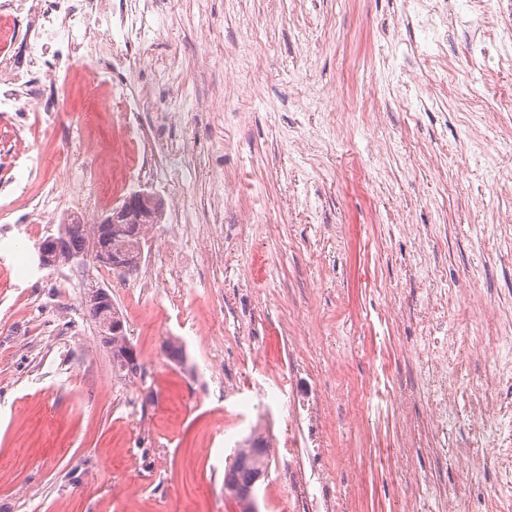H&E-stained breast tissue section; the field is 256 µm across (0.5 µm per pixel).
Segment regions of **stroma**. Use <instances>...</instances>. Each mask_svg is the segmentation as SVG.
Listing matches in <instances>:
<instances>
[{"mask_svg": "<svg viewBox=\"0 0 512 512\" xmlns=\"http://www.w3.org/2000/svg\"><path fill=\"white\" fill-rule=\"evenodd\" d=\"M407 0H136L152 44L118 76L156 105L188 91L203 118L190 166L156 158L101 195L86 154L113 131L67 93L58 130L20 140L23 113L0 118V153L33 171L24 197L0 162V512H240L224 495L236 441L260 427L282 441L290 396L249 411L224 388L248 364L276 387L299 364L296 454L271 457L258 512H512V477L478 453L475 407L512 373V73L488 78L457 28L441 46L408 22ZM466 99L449 96V84ZM378 112L327 126L339 100ZM500 111L498 128L474 111ZM247 192L224 196V180ZM162 221L143 260L165 286L145 292L86 258L43 267L37 248L66 217L99 222L134 192ZM195 227L198 263L166 265L173 211ZM106 290L143 368L112 371L85 298ZM224 323V341L208 336ZM183 347L177 363L166 340ZM448 358V429L432 415Z\"/></svg>", "mask_w": 512, "mask_h": 512, "instance_id": "obj_1", "label": "stroma"}]
</instances>
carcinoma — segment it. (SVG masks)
<instances>
[{
	"instance_id": "1",
	"label": "carcinoma",
	"mask_w": 512,
	"mask_h": 512,
	"mask_svg": "<svg viewBox=\"0 0 512 512\" xmlns=\"http://www.w3.org/2000/svg\"><path fill=\"white\" fill-rule=\"evenodd\" d=\"M158 210L150 208L137 216L134 222V232L130 233L114 224H83L71 220L62 224L58 234L52 236L55 247V259L66 263L74 254L84 253L99 244L112 247V262L129 264L138 267L141 259L144 228L148 224L157 223ZM88 312L96 323L102 324L112 320V325L124 324L118 310L112 304V298L107 292L95 300L87 301ZM104 343L112 350L113 369L124 377H135L141 366L137 356L126 336V330L112 332ZM269 446L261 437H250L245 440V446L239 448L224 474V485L234 484L246 486L256 475L268 471Z\"/></svg>"
}]
</instances>
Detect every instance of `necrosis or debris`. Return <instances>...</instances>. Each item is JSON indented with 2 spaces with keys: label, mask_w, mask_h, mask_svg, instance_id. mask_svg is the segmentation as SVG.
<instances>
[{
  "label": "necrosis or debris",
  "mask_w": 512,
  "mask_h": 512,
  "mask_svg": "<svg viewBox=\"0 0 512 512\" xmlns=\"http://www.w3.org/2000/svg\"><path fill=\"white\" fill-rule=\"evenodd\" d=\"M411 14L426 42L447 35L450 26L466 25L483 41L484 67L512 68L504 35L512 30V0H412ZM25 34L27 56L18 59L11 44L0 47V114L29 112V134L43 129L44 116L61 111L66 95L61 76L81 56L82 90L92 112H139L145 98L128 93L112 75V60L141 39L136 14L114 10L112 0H0V33Z\"/></svg>",
  "instance_id": "1"
}]
</instances>
